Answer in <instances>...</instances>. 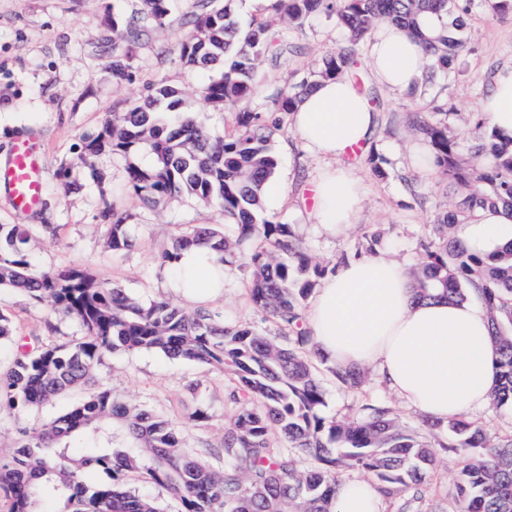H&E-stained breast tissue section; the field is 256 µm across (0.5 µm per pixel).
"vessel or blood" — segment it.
I'll list each match as a JSON object with an SVG mask.
<instances>
[{"label": "vessel or blood", "instance_id": "b4317fda", "mask_svg": "<svg viewBox=\"0 0 512 512\" xmlns=\"http://www.w3.org/2000/svg\"><path fill=\"white\" fill-rule=\"evenodd\" d=\"M46 157L35 138L17 139L7 162L0 164V194L11 208L29 213L42 203Z\"/></svg>", "mask_w": 512, "mask_h": 512}]
</instances>
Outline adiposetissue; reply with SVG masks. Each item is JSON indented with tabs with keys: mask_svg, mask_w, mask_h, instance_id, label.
I'll return each mask as SVG.
<instances>
[{
	"mask_svg": "<svg viewBox=\"0 0 512 512\" xmlns=\"http://www.w3.org/2000/svg\"><path fill=\"white\" fill-rule=\"evenodd\" d=\"M368 66L386 90L400 93L420 78L426 63L413 33L394 24L377 29ZM482 112L501 132L512 133V64L499 67ZM304 147L327 164L312 183L311 223L338 235L352 224L361 198L357 171L336 166L348 149L369 142L377 114L344 75L317 81L291 114ZM473 252L512 244V217L492 211L463 225ZM215 257L203 247L184 250L177 265L178 292L204 304L223 295L213 276ZM318 349L337 366L374 367L390 390L428 420L447 422L487 406L495 386L494 344L478 299L463 303L416 299L407 272L378 254L338 267L304 313ZM380 494L367 480L346 478L336 494L337 512H378Z\"/></svg>",
	"mask_w": 512,
	"mask_h": 512,
	"instance_id": "1",
	"label": "adipose tissue"
}]
</instances>
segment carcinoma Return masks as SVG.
<instances>
[{
    "label": "carcinoma",
    "mask_w": 512,
    "mask_h": 512,
    "mask_svg": "<svg viewBox=\"0 0 512 512\" xmlns=\"http://www.w3.org/2000/svg\"><path fill=\"white\" fill-rule=\"evenodd\" d=\"M235 0H194L184 14L189 32L180 43V62L190 68H219L197 94L203 104L236 113L233 128L218 136L189 113L194 100L168 85L152 87L127 110L83 141L80 159L90 164L103 154L127 158L128 179L142 204L153 209L164 199L191 196L217 203L224 225L191 224L165 249L158 275L176 265L181 252L203 245L216 256L218 272L240 262L251 269V300L285 330L278 344L249 326L231 325L206 307L185 311L168 301L142 302L118 286L73 267L41 271L30 253L25 224H0V288L23 292L75 319L84 336L43 346L22 343L12 319L0 311V346L14 348L0 380V410L32 411L86 384L106 355L123 350L156 351L168 358L208 366L230 382L237 412L224 425L219 448L181 446L169 420L134 405L107 388H97L53 421L24 431L18 455L0 460V489L8 512H44L46 500L63 501L72 512H161L157 503L120 486L119 479L143 471L176 496L180 512H336V487L351 469L373 474L386 499L402 493L422 499V481L435 461L433 446L405 428L393 408L377 399L361 403L352 419L322 413L326 394L312 358L336 382L359 388L365 371L338 368L310 351L303 301L325 270L309 264L288 225L265 212L263 186L277 159L272 134L282 115L311 83L274 92L260 111L245 109L260 80L259 65H278L297 47L265 18L241 26ZM292 22L326 17L348 34L351 46L323 61L320 78L354 68L356 46L383 22L406 23L424 44L423 80L451 67L466 41L451 34L465 29L471 0H276ZM174 0H141L140 12L112 15V30L125 46L112 51L113 80L133 77L134 49L146 30L163 23ZM434 16L439 28L427 35L419 21ZM430 149L431 165L448 181L455 198L433 220L435 238L422 243L414 271L417 298L464 302L474 296L485 306L496 356L492 401L512 407V246L480 256L471 253L454 229L483 210L512 216V135L480 121L464 149L448 127L418 124ZM146 148L149 168L130 161ZM107 247L114 253L134 247L129 215L112 211ZM453 433L474 458L456 482L458 512H512V439L501 442L462 417L433 424ZM99 442L76 455L73 442L86 433ZM314 460L300 470L294 451ZM224 461L220 470L204 457ZM100 468L112 483L93 487L84 473Z\"/></svg>",
    "instance_id": "obj_1"
}]
</instances>
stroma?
<instances>
[{
  "mask_svg": "<svg viewBox=\"0 0 512 512\" xmlns=\"http://www.w3.org/2000/svg\"><path fill=\"white\" fill-rule=\"evenodd\" d=\"M191 5V0H179L178 14L144 35L133 61V81L119 84L108 69V57L118 41L110 28L112 13L117 6L134 12L139 0H0V162L7 159L14 140L24 136L37 138L47 151L43 207L21 214L0 195V224L35 225L34 254L42 270L77 266L141 301L164 299L183 305L182 296L172 288L174 273L156 276L157 260L187 225L223 224V212L216 205L184 196L145 209L128 184L122 156L106 154L86 165L79 155L83 139L96 135L113 113L124 111L146 84L164 83L192 95L210 78V71L186 69L179 60L185 33L179 14ZM235 10L245 24L255 17L273 20L299 48L280 65L261 63L262 80L247 101L255 110L265 107L273 91L313 79L321 60L347 44L333 20L319 17L292 25L274 15L271 0H237ZM465 36L468 50L451 68L398 95L382 88L371 74L369 44L358 46L350 76L377 112L369 148L386 175L377 177L365 159L353 158L364 194L355 224L343 235L330 236L310 223L305 209L294 200L325 166V159L303 148L290 123L275 131L274 176L287 183L293 200L270 209L269 214L290 225L312 262L327 273L365 255L366 239L377 231L386 239L382 253L407 270L418 267L420 243L432 238V221L447 211L449 198L434 168L410 166L424 144L412 117L425 113L465 138L483 117L480 102L488 92L491 73L512 62V14H493L484 0H475ZM110 207L130 216L129 231L137 245L129 252L115 254L106 246L104 212ZM45 224L56 225V233H43ZM250 287V269L231 268L225 274L224 294L212 302V309L230 324L249 325L280 339L279 326L252 304ZM0 310L12 317L20 337L36 336L49 343L82 335L76 320L18 291L0 290ZM95 374L98 386L167 418L188 448L219 447L224 425L237 411L222 374L156 352H115L103 358ZM321 379L326 414L345 418L361 401L379 398L394 409L405 427L437 446L416 512H455L457 475L469 460L468 450L449 448L447 431L429 430L423 416L404 408L374 370H367L366 382L358 391L341 387L327 373ZM193 383L198 386L194 394L188 390ZM72 403L67 397L19 416L0 412V458L14 456L21 444V429L51 420ZM197 407L205 411L206 420L189 422L188 411Z\"/></svg>",
  "mask_w": 512,
  "mask_h": 512,
  "instance_id": "obj_1",
  "label": "stroma"
}]
</instances>
